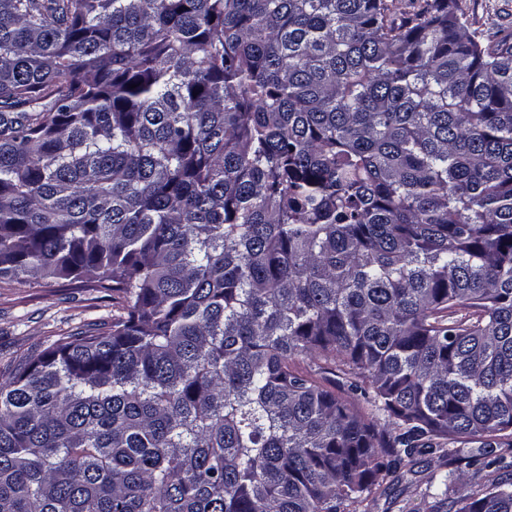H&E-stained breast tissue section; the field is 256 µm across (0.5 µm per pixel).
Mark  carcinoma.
Returning <instances> with one entry per match:
<instances>
[{"instance_id": "cac0c4a2", "label": "carcinoma", "mask_w": 512, "mask_h": 512, "mask_svg": "<svg viewBox=\"0 0 512 512\" xmlns=\"http://www.w3.org/2000/svg\"><path fill=\"white\" fill-rule=\"evenodd\" d=\"M33 276L125 314L0 380V512H360L425 456L512 512L448 500L512 447V44L457 0H0Z\"/></svg>"}]
</instances>
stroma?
I'll return each mask as SVG.
<instances>
[{
    "label": "stroma",
    "instance_id": "35a3bbf8",
    "mask_svg": "<svg viewBox=\"0 0 512 512\" xmlns=\"http://www.w3.org/2000/svg\"><path fill=\"white\" fill-rule=\"evenodd\" d=\"M473 28L485 39L498 41L512 35V0H459ZM118 295L89 282L34 279L0 283V376L12 359L46 347L54 337L85 330L110 331L112 317L120 313ZM421 462L418 473L395 486H380L369 512H427Z\"/></svg>",
    "mask_w": 512,
    "mask_h": 512
}]
</instances>
